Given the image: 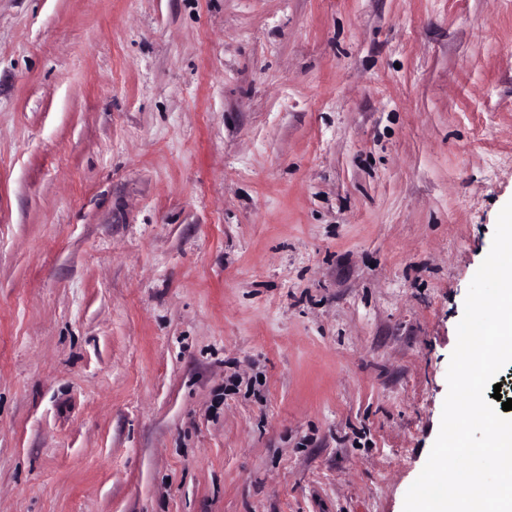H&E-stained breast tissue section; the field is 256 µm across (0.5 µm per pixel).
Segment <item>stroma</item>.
Listing matches in <instances>:
<instances>
[{
    "mask_svg": "<svg viewBox=\"0 0 512 512\" xmlns=\"http://www.w3.org/2000/svg\"><path fill=\"white\" fill-rule=\"evenodd\" d=\"M512 201V0H0V512H403Z\"/></svg>",
    "mask_w": 512,
    "mask_h": 512,
    "instance_id": "35a3bbf8",
    "label": "stroma"
}]
</instances>
